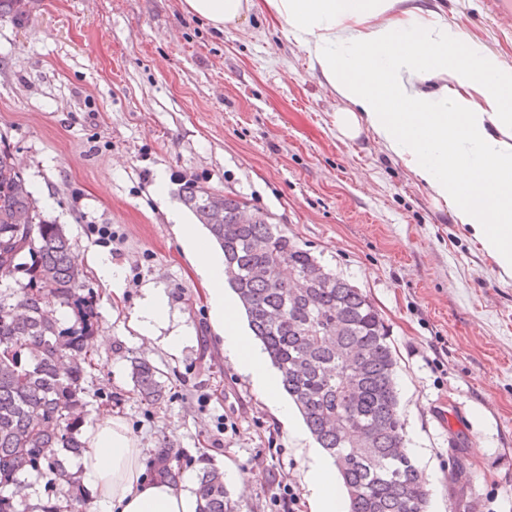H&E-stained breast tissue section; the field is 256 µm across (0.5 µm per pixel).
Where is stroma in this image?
<instances>
[{"instance_id":"35a3bbf8","label":"stroma","mask_w":512,"mask_h":512,"mask_svg":"<svg viewBox=\"0 0 512 512\" xmlns=\"http://www.w3.org/2000/svg\"><path fill=\"white\" fill-rule=\"evenodd\" d=\"M411 2L512 69V39L487 28L479 0ZM342 106L306 51L258 11L221 32L182 0H34L27 19L0 18V142L78 259L105 250L123 272L116 300L83 267L99 337L87 416L116 415L151 465L167 453L196 476L232 464L235 512H281L285 483L295 512H309L319 447L298 415L291 439L225 354L169 219L194 223L178 195L194 181L268 213L378 309L406 443L424 451L428 512H512V280L372 133L337 138ZM147 285L169 299V330L192 337L179 356L129 325ZM137 358L158 369L160 403L136 395Z\"/></svg>"}]
</instances>
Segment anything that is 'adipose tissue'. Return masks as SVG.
<instances>
[{"label":"adipose tissue","mask_w":512,"mask_h":512,"mask_svg":"<svg viewBox=\"0 0 512 512\" xmlns=\"http://www.w3.org/2000/svg\"><path fill=\"white\" fill-rule=\"evenodd\" d=\"M398 0H183L186 12L215 30L235 28L254 11L265 12L282 32L303 45L311 67L346 103L335 114L341 140L372 132L432 192L451 207L500 277L512 279V70L449 35L437 15L397 16ZM455 74L473 82L479 101L423 85ZM196 257L220 325L225 351L251 376L282 419H289L276 381L238 324L224 298V259L199 236L197 225L176 224ZM167 296L152 287L131 317L141 337L162 339L178 352L185 336H160ZM79 460L88 512H198L188 482L149 476L137 439L119 418H96L83 435ZM310 512H344L336 498V474L316 461L307 477Z\"/></svg>","instance_id":"adipose-tissue-1"}]
</instances>
